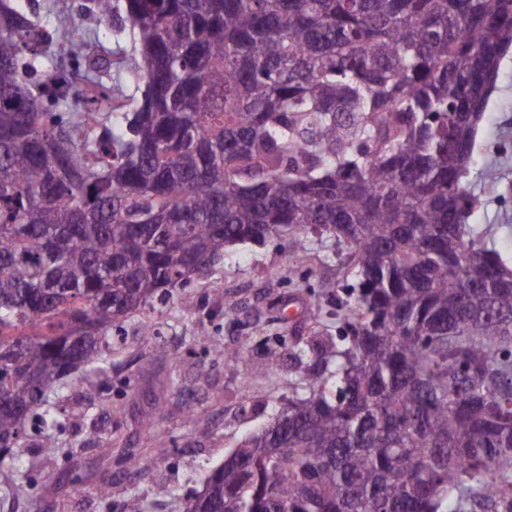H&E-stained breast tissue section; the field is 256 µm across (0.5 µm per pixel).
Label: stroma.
Here are the masks:
<instances>
[{
  "mask_svg": "<svg viewBox=\"0 0 512 512\" xmlns=\"http://www.w3.org/2000/svg\"><path fill=\"white\" fill-rule=\"evenodd\" d=\"M474 158L491 166V181L470 179L477 204L468 216L483 230L489 246L512 264V53L504 58L496 87L479 125ZM320 233L308 234L306 250L273 239L237 246L223 264L193 281L185 307L178 299L158 303L139 324H125V337L114 343L105 371L77 374L63 387L60 406L67 418L54 450L29 456L31 473L52 478L34 491L0 500V512H123L133 497L149 503L148 512H181L179 495L201 487L240 439L267 425L287 406L291 390L279 379L293 374L295 337L309 338L311 311L323 313L322 328L336 333L331 313L353 302L351 283L341 266L346 245L327 250ZM164 356H156V346ZM240 349L237 360H224L227 349ZM94 389L96 398L84 394ZM156 408L155 429L142 414ZM164 432L171 451H153L155 431ZM112 436L111 457H102L97 441ZM132 449L139 471H128L123 453ZM173 489L156 494L157 483ZM110 485V497L98 488Z\"/></svg>",
  "mask_w": 512,
  "mask_h": 512,
  "instance_id": "1",
  "label": "stroma"
}]
</instances>
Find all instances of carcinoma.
<instances>
[{"label": "carcinoma", "instance_id": "obj_1", "mask_svg": "<svg viewBox=\"0 0 512 512\" xmlns=\"http://www.w3.org/2000/svg\"><path fill=\"white\" fill-rule=\"evenodd\" d=\"M132 52L0 0V494L61 381L229 249L350 246L342 334L184 512H512V269L466 178L512 0H91ZM75 55L43 112L42 73ZM89 34L94 42L97 52L101 57H104L112 63V61L118 58L115 55L116 45L112 40V30L106 25L92 24ZM96 36V40L94 35Z\"/></svg>", "mask_w": 512, "mask_h": 512}]
</instances>
